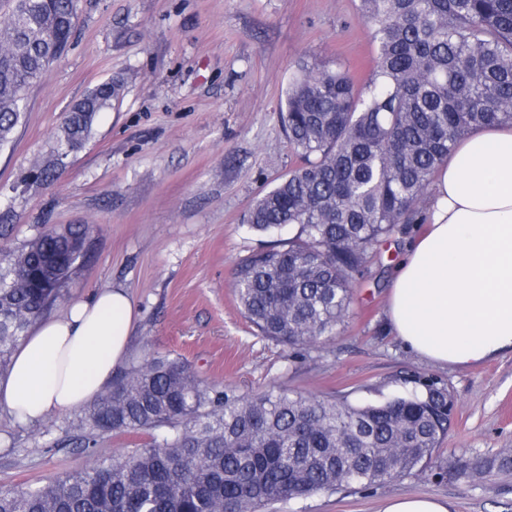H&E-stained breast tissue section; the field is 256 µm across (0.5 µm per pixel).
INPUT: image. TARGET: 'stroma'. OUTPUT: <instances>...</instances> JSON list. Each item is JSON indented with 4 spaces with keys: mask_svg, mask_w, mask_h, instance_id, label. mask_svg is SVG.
<instances>
[{
    "mask_svg": "<svg viewBox=\"0 0 512 512\" xmlns=\"http://www.w3.org/2000/svg\"><path fill=\"white\" fill-rule=\"evenodd\" d=\"M358 0H78L63 55L24 93L25 117L0 147V247L15 249L48 225L85 224L91 249L67 299L128 292L137 319L130 357L166 354L202 379L243 395L287 388L363 405L433 377L454 401L438 454L443 469L367 490L316 494L270 512H376L401 494L451 502L454 512H512V469L476 480L454 472L512 453V352L473 368L441 366L392 332L393 272L417 224L380 247L353 287L334 334L291 352L258 334L233 290L238 260L297 228L250 227L254 202L298 162L280 113L300 62L340 66L357 81L375 45ZM121 78L124 93L99 113L81 149L62 154L54 134L90 89ZM81 409L35 424L0 415V488L37 486L92 465L95 454L148 446L145 432L107 433L80 448Z\"/></svg>",
    "mask_w": 512,
    "mask_h": 512,
    "instance_id": "obj_1",
    "label": "stroma"
}]
</instances>
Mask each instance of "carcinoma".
Masks as SVG:
<instances>
[{"mask_svg": "<svg viewBox=\"0 0 512 512\" xmlns=\"http://www.w3.org/2000/svg\"><path fill=\"white\" fill-rule=\"evenodd\" d=\"M376 46L360 86L340 67L302 65L282 122L301 164L257 200L248 224L298 226L288 242L250 252L236 300L259 333L304 349L332 333L369 253L424 222L435 171L474 129L512 125V0H359ZM76 0H11L0 22V146L24 117L23 92L66 49ZM121 85L83 97L55 133L78 148ZM54 281L45 261L71 254ZM88 228H47L0 254V372L28 327L65 300ZM404 397L356 406L286 390L238 395L178 358L133 360L84 411L78 428L154 431L149 448L100 456L82 470L0 491V512H262L269 505L423 472L451 424L453 401L429 377Z\"/></svg>", "mask_w": 512, "mask_h": 512, "instance_id": "1", "label": "carcinoma"}]
</instances>
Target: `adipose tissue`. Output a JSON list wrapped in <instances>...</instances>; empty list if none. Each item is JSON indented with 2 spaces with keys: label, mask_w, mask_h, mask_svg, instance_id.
<instances>
[{
  "label": "adipose tissue",
  "mask_w": 512,
  "mask_h": 512,
  "mask_svg": "<svg viewBox=\"0 0 512 512\" xmlns=\"http://www.w3.org/2000/svg\"><path fill=\"white\" fill-rule=\"evenodd\" d=\"M134 318L126 291L109 288L42 321L0 375V410L39 421L94 400L128 354ZM387 319L440 365L512 351V126L472 131L436 172L426 230L395 270Z\"/></svg>",
  "instance_id": "adipose-tissue-1"
}]
</instances>
